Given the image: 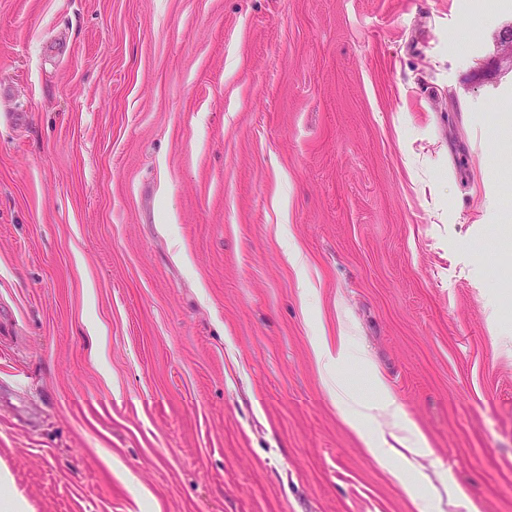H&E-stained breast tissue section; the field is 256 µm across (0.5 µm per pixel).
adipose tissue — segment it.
<instances>
[{
	"instance_id": "obj_1",
	"label": "adipose tissue",
	"mask_w": 512,
	"mask_h": 512,
	"mask_svg": "<svg viewBox=\"0 0 512 512\" xmlns=\"http://www.w3.org/2000/svg\"><path fill=\"white\" fill-rule=\"evenodd\" d=\"M314 352L320 369L331 377L329 395L343 421L361 438L370 455L391 473L405 493L414 502H422L424 489L417 480V460L430 452L426 438L421 432H414L406 448L400 450L389 446L382 431L374 426L378 416L392 415L397 410L391 389L384 381H377V395L375 399L368 400L355 396L333 380L335 367L348 354L347 337H339L333 345L317 343Z\"/></svg>"
}]
</instances>
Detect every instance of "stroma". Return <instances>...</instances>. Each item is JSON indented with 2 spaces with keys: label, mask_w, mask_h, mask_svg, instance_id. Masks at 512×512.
<instances>
[{
  "label": "stroma",
  "mask_w": 512,
  "mask_h": 512,
  "mask_svg": "<svg viewBox=\"0 0 512 512\" xmlns=\"http://www.w3.org/2000/svg\"><path fill=\"white\" fill-rule=\"evenodd\" d=\"M512 0H0V468L30 512H512ZM304 257L295 269L293 251ZM348 349L347 336L338 337L335 352L326 341L314 345L317 363L329 379V395L343 421L361 438L374 460L391 473L405 493L419 504L418 508H421L425 489L416 480L415 475L420 479L417 458L425 457L430 453L428 442L417 426L412 421L406 420V426L414 437L404 446L410 456L398 448L388 446L382 430L375 428L374 423L379 415L396 413V398L391 389L376 374L377 395L374 400L357 397L341 386L337 380L335 381L333 374L335 366L346 358Z\"/></svg>",
  "instance_id": "obj_1"
}]
</instances>
